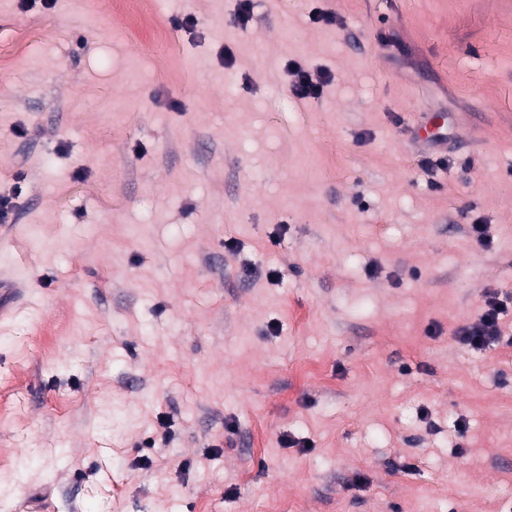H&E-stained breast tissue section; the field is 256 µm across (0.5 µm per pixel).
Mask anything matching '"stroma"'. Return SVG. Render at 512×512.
Instances as JSON below:
<instances>
[{
	"instance_id": "stroma-1",
	"label": "stroma",
	"mask_w": 512,
	"mask_h": 512,
	"mask_svg": "<svg viewBox=\"0 0 512 512\" xmlns=\"http://www.w3.org/2000/svg\"><path fill=\"white\" fill-rule=\"evenodd\" d=\"M156 6L0 0V512H512V0ZM288 71L294 76L291 83V91L301 99L319 98L323 93V87L327 84L326 77L314 82L311 75L297 63H292ZM496 295L495 292L488 294L477 323L460 330V341L463 344L475 349H482L502 336L500 315L504 312V308Z\"/></svg>"
}]
</instances>
